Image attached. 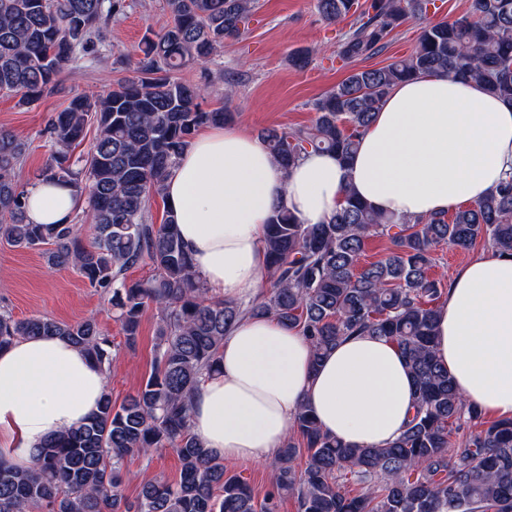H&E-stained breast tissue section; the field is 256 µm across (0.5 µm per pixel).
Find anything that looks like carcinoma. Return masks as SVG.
I'll list each match as a JSON object with an SVG mask.
<instances>
[{
  "label": "carcinoma",
  "instance_id": "cac0c4a2",
  "mask_svg": "<svg viewBox=\"0 0 512 512\" xmlns=\"http://www.w3.org/2000/svg\"><path fill=\"white\" fill-rule=\"evenodd\" d=\"M434 3L317 0L327 21L355 16V28L336 46L349 63L383 52L411 18L423 26L408 55L354 69L316 99L310 124L261 130L283 170L312 151L348 164L390 90L421 76L472 78L512 104V0H470L466 15L430 22ZM256 4L165 0L166 26L145 36L136 54L114 58L130 75L103 93L72 96L51 115L46 131L54 151L41 177L87 198L86 226L78 216L70 224L28 223L27 190L15 180L27 147L0 129V240L46 247L51 266L76 270L105 294L131 349L145 308L158 317L154 365L135 394L119 406L104 394L81 426L42 443L31 469L15 468L0 453V512H278L283 493L296 499L298 512H512V420H483L436 359L445 289L429 274L443 245L468 251L484 241L512 256V173L450 215L395 219L348 192L326 223L303 224L281 205L267 224L266 290L250 303L207 296L172 213L161 224L148 222L150 200L164 197L196 132L234 120L227 104L204 109L202 101L210 63L241 35ZM127 8V0H0V92L24 105L38 101L81 54L100 57L103 28ZM190 64L200 69L197 83L176 77ZM91 124L97 134L77 168L71 150ZM375 236L388 238L391 249L368 263L366 245ZM143 263L148 277L125 280ZM247 315L300 330L316 362L348 336L390 339L413 380L411 419L381 448H352L300 411L297 437L272 463L274 489L258 497L190 427L194 392L221 368L224 336ZM34 336H56L98 366L112 364L111 336L93 317L16 319L0 309V349ZM165 449L180 460L179 480L148 482L136 498L126 497V458Z\"/></svg>",
  "mask_w": 512,
  "mask_h": 512
}]
</instances>
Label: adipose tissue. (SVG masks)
<instances>
[{"instance_id":"obj_1","label":"adipose tissue","mask_w":512,"mask_h":512,"mask_svg":"<svg viewBox=\"0 0 512 512\" xmlns=\"http://www.w3.org/2000/svg\"><path fill=\"white\" fill-rule=\"evenodd\" d=\"M509 172L512 106L474 80L422 76L392 88L349 165L313 152L286 172L259 138L215 126L180 156L165 203L209 296L236 299L268 277L264 239L276 205L320 224L351 190L386 215L415 218L475 203ZM77 205L58 182L27 190L33 224L71 223ZM436 353L464 399L512 419V257L491 250L457 272ZM105 389V371L59 338L1 349L0 451L34 467L42 442L79 426ZM304 407L342 442L382 446L413 413L411 378L386 338L346 337L316 363L297 330L252 316L225 337L224 367L201 382L191 429L226 462L264 463Z\"/></svg>"}]
</instances>
